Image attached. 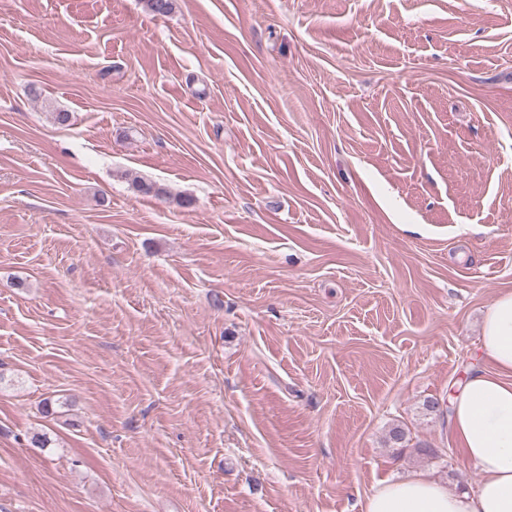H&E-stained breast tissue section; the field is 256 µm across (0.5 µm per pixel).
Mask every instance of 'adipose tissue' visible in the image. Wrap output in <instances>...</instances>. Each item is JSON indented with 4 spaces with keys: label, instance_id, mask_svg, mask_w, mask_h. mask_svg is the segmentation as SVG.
<instances>
[{
    "label": "adipose tissue",
    "instance_id": "adipose-tissue-1",
    "mask_svg": "<svg viewBox=\"0 0 512 512\" xmlns=\"http://www.w3.org/2000/svg\"><path fill=\"white\" fill-rule=\"evenodd\" d=\"M480 349L488 364L472 366L450 395V432L464 461L479 467L473 492L448 491L425 473L381 482L363 512H512V290L484 311Z\"/></svg>",
    "mask_w": 512,
    "mask_h": 512
}]
</instances>
